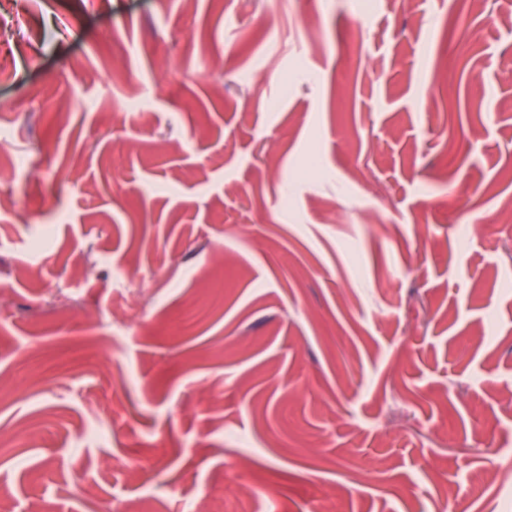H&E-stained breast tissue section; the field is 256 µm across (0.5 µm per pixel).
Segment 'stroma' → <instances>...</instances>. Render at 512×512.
Returning a JSON list of instances; mask_svg holds the SVG:
<instances>
[{
  "label": "stroma",
  "mask_w": 512,
  "mask_h": 512,
  "mask_svg": "<svg viewBox=\"0 0 512 512\" xmlns=\"http://www.w3.org/2000/svg\"><path fill=\"white\" fill-rule=\"evenodd\" d=\"M0 100L13 512H512V0H0Z\"/></svg>",
  "instance_id": "obj_1"
}]
</instances>
